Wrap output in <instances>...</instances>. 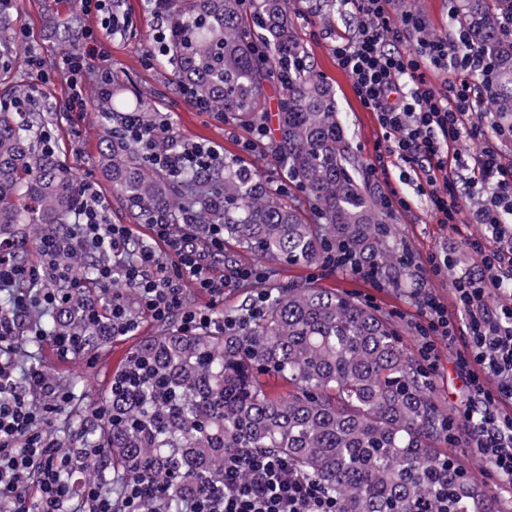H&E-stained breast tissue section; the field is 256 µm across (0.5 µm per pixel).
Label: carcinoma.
Wrapping results in <instances>:
<instances>
[{
	"label": "carcinoma",
	"instance_id": "1",
	"mask_svg": "<svg viewBox=\"0 0 512 512\" xmlns=\"http://www.w3.org/2000/svg\"><path fill=\"white\" fill-rule=\"evenodd\" d=\"M167 0V62L195 108L245 124L267 113L266 89L282 90L273 150L301 204L274 192L259 171L233 156L224 167L174 176L152 166L140 145L107 125L98 165L112 190L147 219L224 226V239L276 263L310 265L343 242L374 271L401 276V243L388 208L371 194L350 154L333 88L314 76L288 18V0ZM0 0V239L23 247L76 223L81 179L42 141L34 88L7 82L15 39ZM450 25L493 67L481 111L512 122V0H452ZM134 88H110L96 102L106 120L142 112ZM61 261L85 279L96 264ZM266 302L229 314L222 329L168 327L128 352L97 409L101 448L80 461L96 481L105 465L120 480L156 487L143 512H180L191 489L224 480L229 450L288 460L336 496L341 512H498L494 492L477 482L457 451H438L447 414L436 405L417 360L388 319L350 294L311 285L274 284ZM45 334L83 329L74 303L43 321ZM288 386L277 393L260 375Z\"/></svg>",
	"mask_w": 512,
	"mask_h": 512
}]
</instances>
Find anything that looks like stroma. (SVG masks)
Segmentation results:
<instances>
[{"mask_svg": "<svg viewBox=\"0 0 512 512\" xmlns=\"http://www.w3.org/2000/svg\"><path fill=\"white\" fill-rule=\"evenodd\" d=\"M116 9L124 13L126 24L121 31L105 38V48L112 64L114 84H134L142 93L148 112L144 121L155 124L169 120V136L179 144L207 143L220 153L242 156L264 177L278 179L282 172L270 142L259 143L251 152H243L242 144L250 139L248 129L225 125L214 114L198 111L189 106L178 92L165 58L151 57L147 49L155 33L158 19L146 0H117ZM289 14L298 41L305 48L314 72L330 83L336 91V100L349 131L353 155L361 165H368L374 154V145L382 138V130L374 113L360 104L349 75L340 69L332 53L336 37L347 35L356 23L351 6L346 0H289ZM13 26L19 36V54L14 60L11 79L19 84H33L39 90L38 106L48 112V125L57 139L61 158L66 167L82 179L93 182L104 208L108 223L129 225L136 240L153 241L154 248L166 266H173L175 257L163 242L154 241L152 228L136 211L113 193L109 180L97 165L103 120L94 108L65 114L64 103L71 88L60 69L65 51L78 43L83 30L99 29L101 18L97 14L83 13L76 0H16L12 14ZM36 48L43 59L45 76H38L28 63L27 51ZM411 196V207L390 213L393 235L402 239L406 251L413 256L445 250L452 252L457 270L473 266L475 257L464 247L466 239L483 234L482 225L473 215L481 207V198H464L462 223L444 226L435 223L426 197L414 194L411 186H404ZM226 254L234 256L236 264L265 273V280L244 281L225 288L221 299H212L194 286H187L189 306L203 311H230L248 297L256 296L266 280L280 283L314 282L325 288L337 289L359 297L378 308L395 326L399 338L409 352L417 350L416 324L419 308L410 297L412 288L425 284L448 307L449 315H456L455 300L450 283L451 275L428 277L425 280L409 278L404 287L392 288L388 283H374L362 277L332 270L319 264L302 267L283 266L258 257L239 255L233 244H225ZM160 324L149 317L138 319V326L127 336L112 337L106 344L91 352L67 358L58 356L51 347L22 346L16 359L19 366L36 362L56 379L70 386L75 394L71 409L90 419L95 403L106 387L112 373L127 352L141 337L152 335ZM454 349L447 344L439 346L440 374L432 383L437 405L448 414H458L465 395L463 378L457 373ZM70 409V410H71Z\"/></svg>", "mask_w": 512, "mask_h": 512, "instance_id": "1", "label": "stroma"}]
</instances>
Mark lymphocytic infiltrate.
<instances>
[{"label":"lymphocytic infiltrate","mask_w":512,"mask_h":512,"mask_svg":"<svg viewBox=\"0 0 512 512\" xmlns=\"http://www.w3.org/2000/svg\"><path fill=\"white\" fill-rule=\"evenodd\" d=\"M350 2L359 22L352 36L337 40L333 53L351 77L361 105L374 112L383 131L384 141L375 147L370 173L387 171L390 160L400 161V180L417 179V190L426 196L436 223L457 224L462 194L458 177L450 173L448 148L463 137L479 145L463 165L471 170L472 192L484 199L475 219L487 235L468 239L478 264L452 280L458 318L449 317L436 294L415 292L421 317L418 353L425 377L433 378L439 373L438 342L466 337L455 366L469 398L460 419L449 425L448 442L464 445L484 459L496 476L497 499L506 506L512 504V164L503 161L497 141L512 139V125L489 122L475 112L479 88L486 84L491 66L465 36L452 43L425 38L420 17L407 12L392 18L387 0ZM433 66L449 74L443 87H435L427 77ZM92 68L100 84L111 82L112 68L98 32L88 29L81 44L63 56L62 73L72 89L66 113L85 110L83 80ZM122 121L127 136L141 143L155 167L183 173L224 160L211 145H159L138 113H124ZM82 195L76 224L41 240L40 264L19 263L15 242L0 240V288L15 290L11 304L0 306V512H141V486L120 484L113 496L101 484L82 477L76 463L60 455L61 441L49 432L44 411L19 388L20 380H27L40 398L50 399L58 408L72 401L69 388L39 364H30L21 374L13 359L22 335L48 341L62 357L85 347L83 337L47 338L24 321L29 308L56 309L82 287L71 267L59 263L60 255L100 253L104 260L99 283L110 284L118 276L129 287V294L112 295L107 307L94 302L84 310L86 325L105 336L132 332L140 313L160 323L178 320L185 330L210 326L211 313L186 304V284L220 297L231 281L253 276L252 271L237 268L213 275V268L224 260L222 225H212L201 240L192 225H183L177 233L172 225L153 221L156 238L178 257L170 269L151 243L134 239L128 225L107 223L91 182H83ZM43 278L61 280L64 286L34 293L18 288L19 283ZM492 290L504 297V304L487 305ZM64 471L71 472V481H60ZM182 512H339V504L282 457L231 451L224 457L223 482L186 498Z\"/></svg>","instance_id":"obj_1"}]
</instances>
